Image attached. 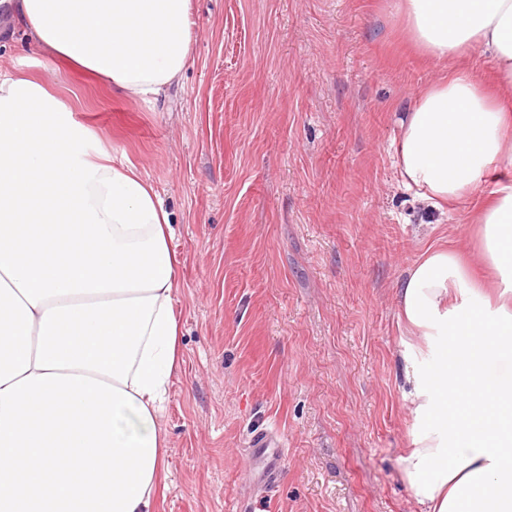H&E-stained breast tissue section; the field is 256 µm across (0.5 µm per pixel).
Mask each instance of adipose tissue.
Returning <instances> with one entry per match:
<instances>
[{"label":"adipose tissue","mask_w":512,"mask_h":512,"mask_svg":"<svg viewBox=\"0 0 512 512\" xmlns=\"http://www.w3.org/2000/svg\"><path fill=\"white\" fill-rule=\"evenodd\" d=\"M407 42L452 67L404 113L403 184L447 213L512 168V0H396ZM44 50L126 98L154 103L192 62L191 0H0ZM487 57L493 79L464 58ZM487 272L448 246L398 284L415 512H512V180L475 219ZM153 185L117 161L47 84L0 62V390L30 374L86 375L159 419L181 362L177 254Z\"/></svg>","instance_id":"obj_1"}]
</instances>
